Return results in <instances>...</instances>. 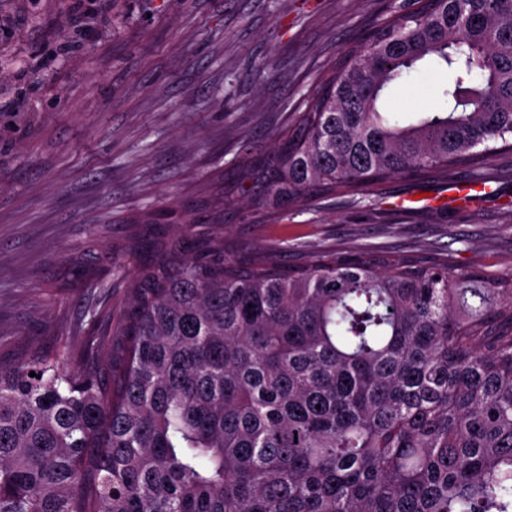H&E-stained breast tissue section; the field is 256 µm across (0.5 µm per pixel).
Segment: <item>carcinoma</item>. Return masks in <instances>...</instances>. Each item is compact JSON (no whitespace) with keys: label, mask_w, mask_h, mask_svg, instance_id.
I'll return each mask as SVG.
<instances>
[{"label":"carcinoma","mask_w":512,"mask_h":512,"mask_svg":"<svg viewBox=\"0 0 512 512\" xmlns=\"http://www.w3.org/2000/svg\"><path fill=\"white\" fill-rule=\"evenodd\" d=\"M418 4L339 51L247 179L290 206L512 149V0ZM424 60L450 75L440 105L388 123L387 89ZM128 241L118 349L0 361V512H512V275L237 256L151 212ZM95 280L77 264L53 288Z\"/></svg>","instance_id":"carcinoma-1"}]
</instances>
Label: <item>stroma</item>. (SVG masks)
Masks as SVG:
<instances>
[{
  "mask_svg": "<svg viewBox=\"0 0 512 512\" xmlns=\"http://www.w3.org/2000/svg\"><path fill=\"white\" fill-rule=\"evenodd\" d=\"M412 0H0V359L28 345L105 356L128 297L129 219L211 231L206 183L224 173V238L325 252L447 254L490 278L512 274V152L480 166L487 189L442 211L394 198L448 180L395 178L360 194L281 208L245 171L270 153L328 77L340 48ZM448 82L422 63L393 86L394 122ZM77 262L97 280L60 293Z\"/></svg>",
  "mask_w": 512,
  "mask_h": 512,
  "instance_id": "1",
  "label": "stroma"
}]
</instances>
